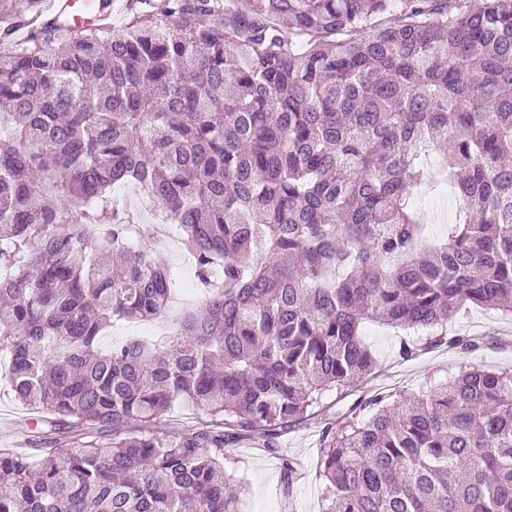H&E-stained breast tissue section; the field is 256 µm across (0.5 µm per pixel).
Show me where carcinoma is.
I'll return each instance as SVG.
<instances>
[{"mask_svg": "<svg viewBox=\"0 0 512 512\" xmlns=\"http://www.w3.org/2000/svg\"><path fill=\"white\" fill-rule=\"evenodd\" d=\"M44 12L0 6V357L49 444L0 450V512H240L224 456L253 429L288 497L281 433L370 374L366 323L409 357L468 306L512 316V0H138L78 36ZM438 175L464 210L434 245L409 203ZM118 183L207 297L103 351L172 286ZM176 404L216 424L148 430ZM320 466L326 512H512V370L362 401ZM162 331L158 323L143 322H118L107 328L100 338L99 346L103 349H111L112 346L122 345L132 338L140 340H153Z\"/></svg>", "mask_w": 512, "mask_h": 512, "instance_id": "obj_1", "label": "carcinoma"}]
</instances>
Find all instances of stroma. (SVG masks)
Wrapping results in <instances>:
<instances>
[{
	"label": "stroma",
	"mask_w": 512,
	"mask_h": 512,
	"mask_svg": "<svg viewBox=\"0 0 512 512\" xmlns=\"http://www.w3.org/2000/svg\"><path fill=\"white\" fill-rule=\"evenodd\" d=\"M131 204L140 212L139 247L145 250L161 248L174 276L176 307L186 311L201 308L203 294L197 286L193 267L182 259L183 244L158 246L153 215L142 209L140 196H133ZM455 207L453 192L445 185L428 186L416 198V208L435 238L447 235L448 226L443 219ZM448 333L469 337L476 342V350L463 353L440 346L417 351L412 357L405 358L398 352L404 330L380 323L366 324L364 337L376 360L372 373L348 391L324 395L321 406L313 408L303 422L280 439L281 447L287 448L301 465L290 500L282 498L280 465L267 451L262 432L254 431L238 440L226 471L236 482L240 512H282L287 504L293 512H324L325 481L319 467L320 439L326 427L341 421L360 399L380 394L397 400L417 394L457 375L461 367L470 364L493 370L512 369V319L501 312L472 307L449 321ZM5 371V365L1 364L0 449L39 447L33 413L14 398L1 378Z\"/></svg>",
	"instance_id": "1"
}]
</instances>
